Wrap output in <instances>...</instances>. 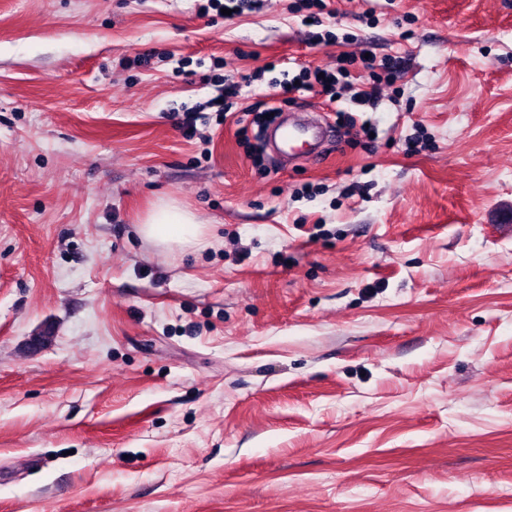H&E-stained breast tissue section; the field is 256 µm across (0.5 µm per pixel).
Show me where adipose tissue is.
I'll return each mask as SVG.
<instances>
[{
	"mask_svg": "<svg viewBox=\"0 0 512 512\" xmlns=\"http://www.w3.org/2000/svg\"><path fill=\"white\" fill-rule=\"evenodd\" d=\"M142 234L163 245L201 244L206 228L189 209L172 200L155 205L141 225Z\"/></svg>",
	"mask_w": 512,
	"mask_h": 512,
	"instance_id": "ef3b65f1",
	"label": "adipose tissue"
}]
</instances>
